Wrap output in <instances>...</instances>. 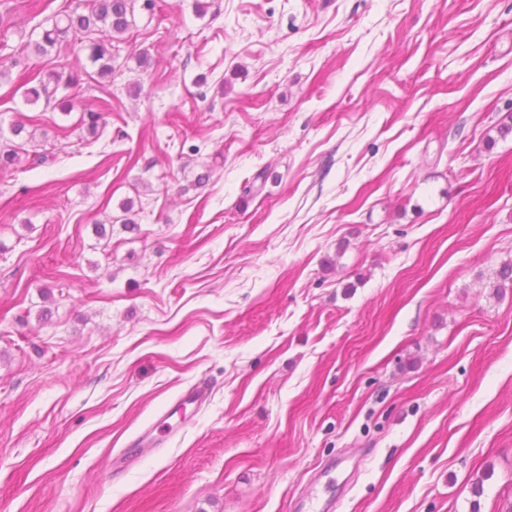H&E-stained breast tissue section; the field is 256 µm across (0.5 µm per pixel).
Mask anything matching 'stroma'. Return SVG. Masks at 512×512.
<instances>
[{"label": "stroma", "mask_w": 512, "mask_h": 512, "mask_svg": "<svg viewBox=\"0 0 512 512\" xmlns=\"http://www.w3.org/2000/svg\"><path fill=\"white\" fill-rule=\"evenodd\" d=\"M135 21L111 78L44 58L67 114L0 55V145L49 155L0 168V512H512V0ZM34 67H26L20 75L22 80L21 88H24L23 94L28 104H36L45 98L47 105L50 104L51 100L56 101L54 108L66 109L71 104L70 96L67 94L57 98V92L59 90L62 78L54 72H49L41 76L42 71ZM37 82V84L30 86ZM52 85V87H51Z\"/></svg>", "instance_id": "obj_1"}]
</instances>
